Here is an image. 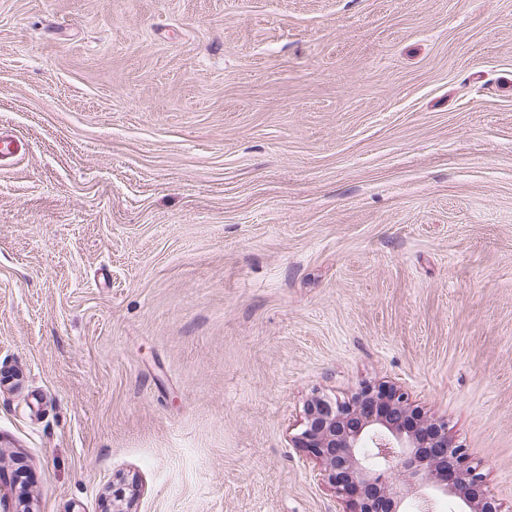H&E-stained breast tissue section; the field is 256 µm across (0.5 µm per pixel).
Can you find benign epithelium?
<instances>
[{
    "mask_svg": "<svg viewBox=\"0 0 512 512\" xmlns=\"http://www.w3.org/2000/svg\"><path fill=\"white\" fill-rule=\"evenodd\" d=\"M292 443L318 462L346 512H405L402 485L414 508L446 497L465 512H501L447 422L421 414L395 385H364L344 403L312 399Z\"/></svg>",
    "mask_w": 512,
    "mask_h": 512,
    "instance_id": "benign-epithelium-1",
    "label": "benign epithelium"
}]
</instances>
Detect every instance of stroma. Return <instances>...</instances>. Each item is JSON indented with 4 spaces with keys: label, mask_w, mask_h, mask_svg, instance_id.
<instances>
[{
    "label": "stroma",
    "mask_w": 512,
    "mask_h": 512,
    "mask_svg": "<svg viewBox=\"0 0 512 512\" xmlns=\"http://www.w3.org/2000/svg\"><path fill=\"white\" fill-rule=\"evenodd\" d=\"M0 512H343L395 384L512 512V0H0Z\"/></svg>",
    "instance_id": "35a3bbf8"
}]
</instances>
